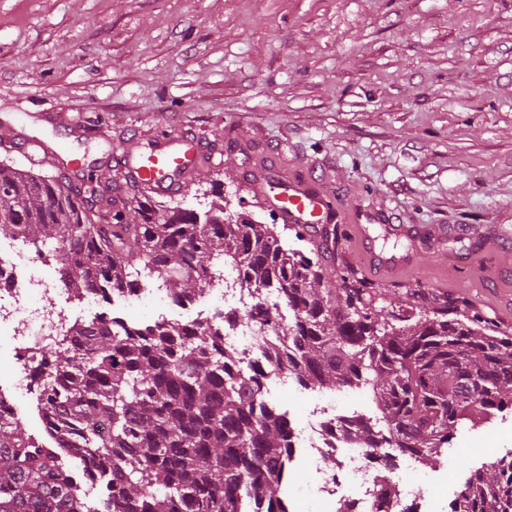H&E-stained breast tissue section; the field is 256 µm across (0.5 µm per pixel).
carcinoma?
<instances>
[{"label": "carcinoma", "mask_w": 512, "mask_h": 512, "mask_svg": "<svg viewBox=\"0 0 512 512\" xmlns=\"http://www.w3.org/2000/svg\"><path fill=\"white\" fill-rule=\"evenodd\" d=\"M0 161V234L36 250L54 247L63 287L74 293L136 292L164 277L169 293L194 298L222 269L259 294L276 291L287 313L257 301V350L265 370L294 372L314 388L365 385L392 448L434 462L464 420L512 406V336L478 317L422 308L379 319L382 293L340 270L341 294L325 288L319 263L286 248L275 224L245 214L87 205L90 187L64 184ZM52 355L55 386L42 398L65 448L92 461L110 512H288L274 486L290 459L288 420L263 407L260 381L235 366L209 323L140 325L91 320ZM348 436L376 445L368 422ZM374 512H391L398 491L375 478ZM0 512H79L72 473L54 463L16 419L0 420ZM450 512H512V455L473 471Z\"/></svg>", "instance_id": "cac0c4a2"}]
</instances>
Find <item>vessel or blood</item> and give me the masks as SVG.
Listing matches in <instances>:
<instances>
[{
  "instance_id": "obj_1",
  "label": "vessel or blood",
  "mask_w": 512,
  "mask_h": 512,
  "mask_svg": "<svg viewBox=\"0 0 512 512\" xmlns=\"http://www.w3.org/2000/svg\"><path fill=\"white\" fill-rule=\"evenodd\" d=\"M202 158V149L192 140H171L160 135L148 150H126L120 154L119 161L127 179L154 194L165 196L180 189ZM333 204L331 197L292 182L278 198L276 212L284 222L308 228L327 221Z\"/></svg>"
}]
</instances>
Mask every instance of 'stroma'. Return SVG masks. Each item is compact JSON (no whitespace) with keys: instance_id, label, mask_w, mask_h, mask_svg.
I'll return each instance as SVG.
<instances>
[{"instance_id":"obj_1","label":"stroma","mask_w":512,"mask_h":512,"mask_svg":"<svg viewBox=\"0 0 512 512\" xmlns=\"http://www.w3.org/2000/svg\"><path fill=\"white\" fill-rule=\"evenodd\" d=\"M59 112L70 126L47 122ZM101 176L91 205L137 192L116 159L157 133L204 162L166 204L277 223L291 181L330 190L350 268L406 302H452L512 332V0H0V160L8 130ZM410 263L367 266L356 236ZM512 453V411L458 425L417 471L447 485Z\"/></svg>"}]
</instances>
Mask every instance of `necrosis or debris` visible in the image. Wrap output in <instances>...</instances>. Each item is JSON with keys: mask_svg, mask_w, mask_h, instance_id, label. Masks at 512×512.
Segmentation results:
<instances>
[{"mask_svg": "<svg viewBox=\"0 0 512 512\" xmlns=\"http://www.w3.org/2000/svg\"><path fill=\"white\" fill-rule=\"evenodd\" d=\"M47 265L23 239H0V339L9 342L8 348H0V358L13 364L7 385H0L1 417H19L20 398L40 397L51 380L40 369L74 324L69 308L57 306L49 311L34 303L35 298L50 300L62 293ZM235 279V271L225 269L213 289L224 307L237 314L236 319L217 321L216 328L226 350L239 353L246 366L259 370L265 360L253 352L258 327L241 317L255 299L235 286ZM308 404L307 417L290 427L289 446L292 460L302 464L326 456L336 460L335 468L316 470L320 512H372L376 496L372 470L382 461L380 449L360 446L347 437L343 426L354 415L335 399L314 393Z\"/></svg>", "mask_w": 512, "mask_h": 512, "instance_id": "obj_1", "label": "necrosis or debris"}]
</instances>
